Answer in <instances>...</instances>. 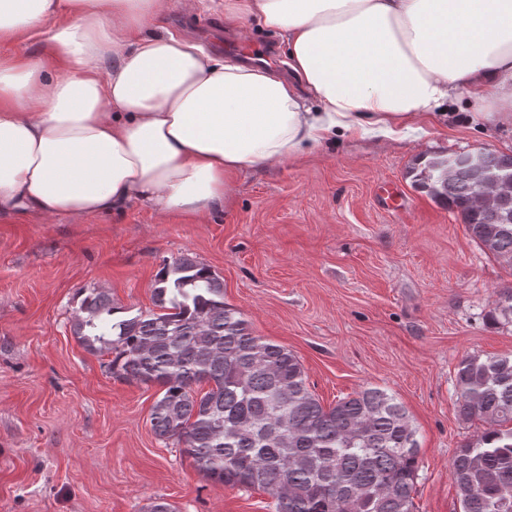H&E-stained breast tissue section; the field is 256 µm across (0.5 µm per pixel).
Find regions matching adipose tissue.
Returning a JSON list of instances; mask_svg holds the SVG:
<instances>
[{
    "instance_id": "1",
    "label": "adipose tissue",
    "mask_w": 512,
    "mask_h": 512,
    "mask_svg": "<svg viewBox=\"0 0 512 512\" xmlns=\"http://www.w3.org/2000/svg\"><path fill=\"white\" fill-rule=\"evenodd\" d=\"M166 0H0V215L223 207L231 178L324 143L402 138L449 101L512 118V0H224L284 37L293 79L148 29ZM45 53V46L39 41H20L17 43H1V57L22 58L27 55H36Z\"/></svg>"
}]
</instances>
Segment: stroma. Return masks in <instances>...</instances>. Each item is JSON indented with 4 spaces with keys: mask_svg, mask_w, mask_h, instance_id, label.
I'll list each match as a JSON object with an SVG mask.
<instances>
[{
    "mask_svg": "<svg viewBox=\"0 0 512 512\" xmlns=\"http://www.w3.org/2000/svg\"><path fill=\"white\" fill-rule=\"evenodd\" d=\"M216 0H168L158 21L209 51L199 30ZM453 115L398 139H340L248 169L223 207L157 217L135 204L77 219L0 216V512H275L266 492L205 479L150 414L161 389L106 374L79 345L82 292L154 309L163 262L189 253L224 282V302L302 363L322 406L369 387L395 394L421 444L417 512H460L457 448L484 430L463 420L454 379L465 355H512V323L488 313L512 268L486 254L460 214L414 183L451 152L512 154V123ZM391 184L403 207L385 208Z\"/></svg>",
    "mask_w": 512,
    "mask_h": 512,
    "instance_id": "obj_1",
    "label": "stroma"
}]
</instances>
